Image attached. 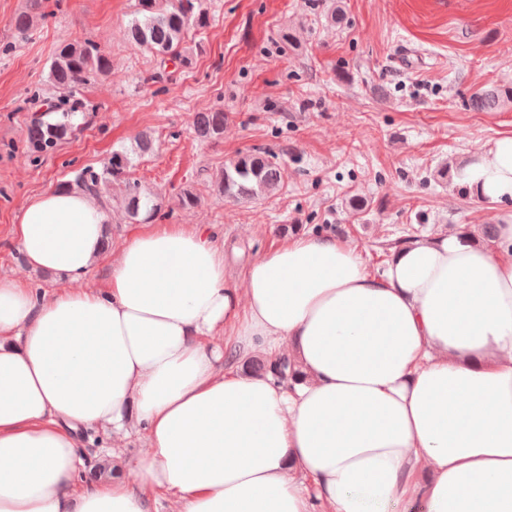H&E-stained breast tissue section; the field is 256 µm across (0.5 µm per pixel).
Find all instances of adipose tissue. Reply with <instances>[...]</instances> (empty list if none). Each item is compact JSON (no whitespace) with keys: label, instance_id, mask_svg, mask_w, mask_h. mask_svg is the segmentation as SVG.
Listing matches in <instances>:
<instances>
[{"label":"adipose tissue","instance_id":"1","mask_svg":"<svg viewBox=\"0 0 512 512\" xmlns=\"http://www.w3.org/2000/svg\"><path fill=\"white\" fill-rule=\"evenodd\" d=\"M455 181L512 199V136ZM12 234L78 287L0 277V512H512V220L496 248L440 232L376 271L334 235L286 238L238 282L208 228L149 224L97 288L94 197L45 191ZM229 350L299 374L245 373ZM132 420L130 478L78 481V429Z\"/></svg>","mask_w":512,"mask_h":512}]
</instances>
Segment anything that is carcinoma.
Masks as SVG:
<instances>
[{
  "instance_id": "cac0c4a2",
  "label": "carcinoma",
  "mask_w": 512,
  "mask_h": 512,
  "mask_svg": "<svg viewBox=\"0 0 512 512\" xmlns=\"http://www.w3.org/2000/svg\"><path fill=\"white\" fill-rule=\"evenodd\" d=\"M28 7L15 16L11 26L16 34L25 37L37 25L44 23L51 13L45 10V0H27ZM208 20L204 0H136L133 17L128 25V37L137 46L153 56L159 66L177 60L187 66L191 62L186 38L193 28H201ZM110 70L107 55L91 42H69L59 46L49 66V86L59 93L51 110L35 118L27 129L26 146L39 160L55 151L58 144L76 129L75 121L82 113L83 103L76 98L80 86L96 75ZM512 100V88L490 85L477 92L471 99L477 112H494ZM194 133L201 140H215L224 135V109L215 108L198 112L194 116ZM133 158L127 150H116L103 168L84 167L75 172L73 180L57 185L67 190L75 185L101 198L104 190L120 187L125 209L135 221H148L158 212V204L142 193L139 184L130 178ZM282 173L278 163L265 151L242 154L217 173L215 186L224 199L233 202L252 200L271 194L281 188ZM246 368L254 372L271 373L288 378L297 370L283 356L273 362L265 359L251 360Z\"/></svg>"
}]
</instances>
